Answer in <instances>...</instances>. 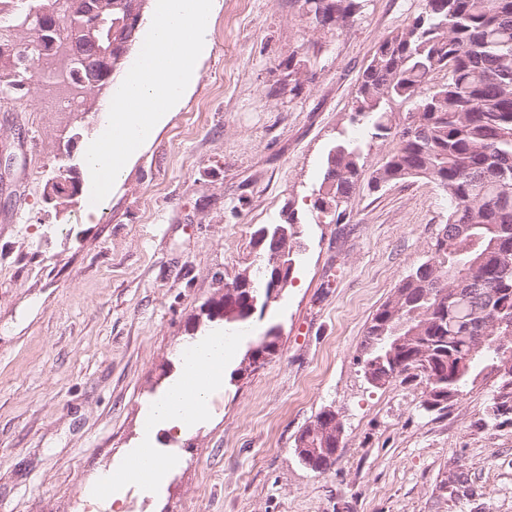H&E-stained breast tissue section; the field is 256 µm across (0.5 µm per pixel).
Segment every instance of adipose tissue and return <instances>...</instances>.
Segmentation results:
<instances>
[{"instance_id":"1","label":"adipose tissue","mask_w":512,"mask_h":512,"mask_svg":"<svg viewBox=\"0 0 512 512\" xmlns=\"http://www.w3.org/2000/svg\"><path fill=\"white\" fill-rule=\"evenodd\" d=\"M228 354L220 332L198 337L184 348L179 374L146 411L142 447L127 449L108 472L92 478V486L103 487V494L116 497L131 486L150 493L162 484L178 461L152 452L157 428L184 431L206 415L211 398L224 385V362Z\"/></svg>"}]
</instances>
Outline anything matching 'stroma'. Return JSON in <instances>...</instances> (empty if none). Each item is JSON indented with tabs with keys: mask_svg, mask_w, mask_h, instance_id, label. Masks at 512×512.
<instances>
[{
	"mask_svg": "<svg viewBox=\"0 0 512 512\" xmlns=\"http://www.w3.org/2000/svg\"><path fill=\"white\" fill-rule=\"evenodd\" d=\"M423 6L362 0L328 33L302 0H222L194 91L90 223L81 155L98 112L59 110L43 83L0 89V512H90L87 480L138 446L179 350L218 330L203 304L255 271L258 230L291 213L287 288L237 326L205 420L155 434L179 466L108 512H512V425L487 417L492 384L436 417L422 379L375 387L358 364L371 317L448 213L422 179L370 189L391 145L353 118L376 47ZM343 132L358 133L364 166L329 224L312 203ZM58 169L76 178L67 204L46 200ZM272 327L275 353L242 372ZM325 409L344 434L319 473L295 440Z\"/></svg>",
	"mask_w": 512,
	"mask_h": 512,
	"instance_id": "obj_1",
	"label": "stroma"
}]
</instances>
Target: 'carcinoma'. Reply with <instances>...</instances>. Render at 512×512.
Here are the masks:
<instances>
[{"label":"carcinoma","mask_w":512,"mask_h":512,"mask_svg":"<svg viewBox=\"0 0 512 512\" xmlns=\"http://www.w3.org/2000/svg\"><path fill=\"white\" fill-rule=\"evenodd\" d=\"M328 30L342 27L360 9L358 0H304ZM129 0H43L36 14L0 13V29L25 37L11 48L12 67L0 82L17 86L38 78L36 62L57 54L63 74L80 94L106 90L124 68L144 17L113 36L112 76L101 79V62L80 30L98 17L116 23ZM61 34L45 32L52 18ZM443 81L431 84L433 76ZM413 108L399 118L393 104ZM354 112L368 118L371 138L391 141L371 184L421 178L448 195V215L431 256L415 267L373 315L361 342L360 363L385 383L417 369L427 395L448 411L479 379L495 386L488 405L498 425H512V0H425L424 10L383 40L363 71ZM363 157L357 140L341 137L329 152L314 208L331 222L345 215L358 185ZM295 212L285 224L259 230L260 269L251 296L261 300L274 282H289L277 264L280 228L295 236ZM405 320L413 334L388 340Z\"/></svg>","instance_id":"obj_1"}]
</instances>
